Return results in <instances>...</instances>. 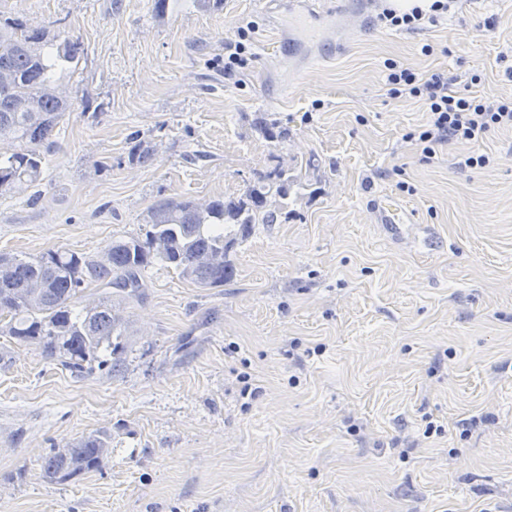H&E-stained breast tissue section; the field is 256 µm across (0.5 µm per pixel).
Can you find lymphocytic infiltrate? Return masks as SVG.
Masks as SVG:
<instances>
[{"mask_svg": "<svg viewBox=\"0 0 512 512\" xmlns=\"http://www.w3.org/2000/svg\"><path fill=\"white\" fill-rule=\"evenodd\" d=\"M457 0H431L429 8L412 7L403 12L383 8L379 15L386 26L415 31L437 22ZM257 25L247 22L238 29L235 39L224 45V81L239 86L241 78L255 59L254 33ZM386 84L390 98L409 97L420 101L428 114L425 124L404 134L414 145L424 164H431L438 146L450 142L478 144L492 132L512 130V97L490 100L477 95L481 74H473L469 85L457 86L447 70L438 68L419 73L403 63L386 59Z\"/></svg>", "mask_w": 512, "mask_h": 512, "instance_id": "lymphocytic-infiltrate-1", "label": "lymphocytic infiltrate"}]
</instances>
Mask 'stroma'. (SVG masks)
<instances>
[{
	"label": "stroma",
	"instance_id": "stroma-1",
	"mask_svg": "<svg viewBox=\"0 0 512 512\" xmlns=\"http://www.w3.org/2000/svg\"><path fill=\"white\" fill-rule=\"evenodd\" d=\"M153 3L0 0L81 38L93 97L60 124L37 200L0 197V252L93 257L156 201L234 198L278 168L305 188L231 252L224 286L146 269L117 368L81 377L0 337V512H512V130L483 141L486 167H462L460 142L421 164L403 136L427 114L384 78L389 58L443 65L512 96V0H459L416 32L380 26V0H330L325 45L297 53L300 0ZM250 21L258 58L225 86L224 43ZM261 112L286 139L256 131ZM135 136L153 166L131 161ZM380 191L437 251L385 238ZM102 429V469L42 479L51 451Z\"/></svg>",
	"mask_w": 512,
	"mask_h": 512
}]
</instances>
